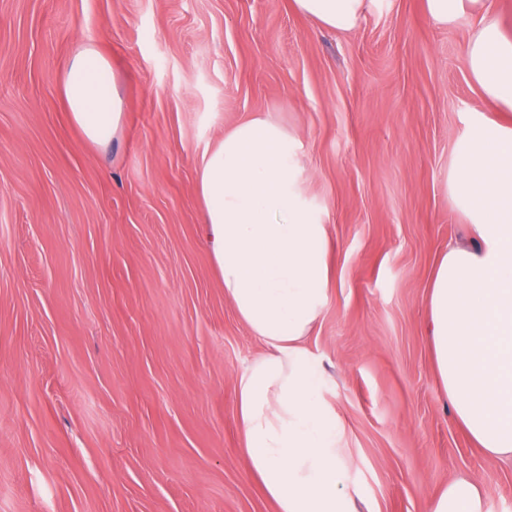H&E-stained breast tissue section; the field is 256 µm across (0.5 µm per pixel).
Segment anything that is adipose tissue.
Instances as JSON below:
<instances>
[{
  "label": "adipose tissue",
  "instance_id": "obj_1",
  "mask_svg": "<svg viewBox=\"0 0 512 512\" xmlns=\"http://www.w3.org/2000/svg\"><path fill=\"white\" fill-rule=\"evenodd\" d=\"M372 0H293L338 32ZM471 78L512 110V37L484 18L466 49ZM74 124L103 144L124 126L112 65L79 50L61 75ZM300 143L264 115L225 132L204 154L197 194L224 296L266 347L238 379L240 453L276 512H359L349 487L346 429L324 399L326 373L307 346L329 295L332 242L322 212L299 190ZM473 228L449 245L426 299L435 367L457 421L476 447L512 458V127L481 119L460 139L448 177ZM429 512H485V483L450 479Z\"/></svg>",
  "mask_w": 512,
  "mask_h": 512
}]
</instances>
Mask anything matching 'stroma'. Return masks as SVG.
Here are the masks:
<instances>
[{"label": "stroma", "mask_w": 512, "mask_h": 512, "mask_svg": "<svg viewBox=\"0 0 512 512\" xmlns=\"http://www.w3.org/2000/svg\"><path fill=\"white\" fill-rule=\"evenodd\" d=\"M377 0L351 32L292 0H0V512H276L239 453L236 384L265 351L224 296L196 173L261 112L295 134L304 195L333 245L307 345L346 426L372 512H428L450 477L488 476L512 512V460L455 419L426 297L471 226L448 188L458 142L511 119L470 79L483 15ZM91 46L125 125L71 121L60 76Z\"/></svg>", "instance_id": "stroma-1"}]
</instances>
